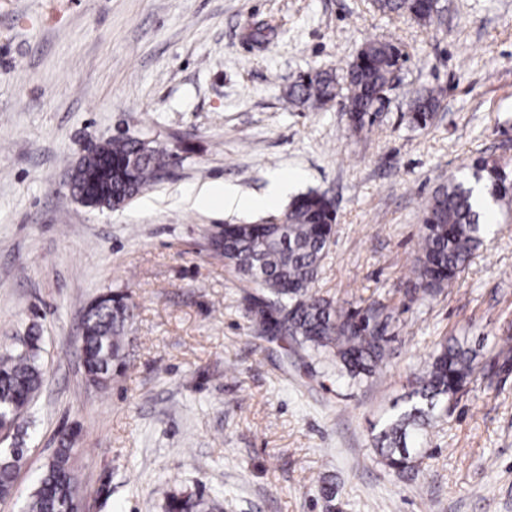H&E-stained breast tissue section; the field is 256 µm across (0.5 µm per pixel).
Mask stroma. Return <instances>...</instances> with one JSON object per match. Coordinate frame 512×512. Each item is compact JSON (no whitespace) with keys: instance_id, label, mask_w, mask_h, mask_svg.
Masks as SVG:
<instances>
[{"instance_id":"obj_1","label":"stroma","mask_w":512,"mask_h":512,"mask_svg":"<svg viewBox=\"0 0 512 512\" xmlns=\"http://www.w3.org/2000/svg\"><path fill=\"white\" fill-rule=\"evenodd\" d=\"M430 23L374 0H0V354L38 339L43 386L17 435L25 462L0 512H23L73 432L88 512H164L174 491L226 493V512H512V202L440 293L413 273L423 205L477 159L512 171V0H436ZM409 56L375 122L301 111L300 74L337 69L364 43ZM443 92L427 127L420 90ZM167 150L164 174L99 211L64 183L113 137ZM328 192L337 222L314 291L393 315L384 365L361 385L273 336L248 312L259 288L214 254L208 230L280 213L202 209L203 187ZM127 294L126 369L89 383L86 306ZM467 339L478 369L400 476L375 437L403 408L437 343ZM335 483V500L320 492ZM441 91L428 89L417 93L408 108V119L413 126L424 128L441 108Z\"/></svg>"}]
</instances>
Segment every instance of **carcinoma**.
Segmentation results:
<instances>
[{
    "instance_id": "carcinoma-1",
    "label": "carcinoma",
    "mask_w": 512,
    "mask_h": 512,
    "mask_svg": "<svg viewBox=\"0 0 512 512\" xmlns=\"http://www.w3.org/2000/svg\"><path fill=\"white\" fill-rule=\"evenodd\" d=\"M383 12L408 14L420 22L432 20L435 0H375ZM399 48L390 42L368 41L342 73L319 70L306 73L288 89L296 107L323 108L337 101L349 112L352 129L370 121L373 107L400 66ZM435 89L418 93L408 108L410 124L424 128L441 108ZM165 150L133 139L116 137L84 158L86 171L96 173L112 160V177L102 194L118 208L138 195L166 165ZM472 179L484 185L498 202L512 196V183L501 177V167L484 159L474 164ZM483 202L468 182L455 177L434 190L424 206L423 233L415 273L426 294L453 282L482 246L487 227ZM281 224H222L210 235L213 251L224 257L244 279L258 285L261 295L248 311L261 330L280 336L307 356L336 369L354 385L383 365L390 336V315L374 303L345 311L312 291L321 262L334 234L336 208L327 193L310 190L293 198ZM132 318L127 295H99L85 309L81 352L85 375L93 384H105L126 367L123 335ZM477 354L457 337L440 343L425 370L410 381L407 406L394 414L376 437L378 454L397 473L412 470L419 446L408 445L455 396L471 382ZM44 374L37 347L30 341L0 356V425H18L24 419ZM23 456L0 459V498L11 495ZM83 494L73 474L70 438L49 457L26 512H80ZM218 505L203 493L172 492L165 512H215Z\"/></svg>"
}]
</instances>
